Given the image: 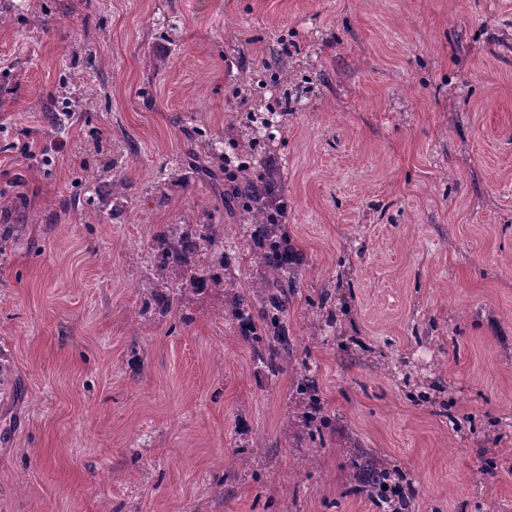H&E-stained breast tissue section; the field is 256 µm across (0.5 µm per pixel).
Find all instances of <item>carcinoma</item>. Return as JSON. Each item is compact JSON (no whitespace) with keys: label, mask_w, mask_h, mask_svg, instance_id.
<instances>
[{"label":"carcinoma","mask_w":512,"mask_h":512,"mask_svg":"<svg viewBox=\"0 0 512 512\" xmlns=\"http://www.w3.org/2000/svg\"><path fill=\"white\" fill-rule=\"evenodd\" d=\"M261 140L249 138L247 151L236 155L241 166L235 170L224 166L225 176L233 179L235 193L228 210L241 222L248 223L249 237L255 250L254 265L260 273L247 288L240 287L236 271L240 270V251L219 240L213 224H185L182 230H165L154 236V247L161 256L157 276L170 265L181 268L186 281L195 289L216 283L223 286L229 299L227 316L235 322L238 337L251 348L267 377L282 375L293 364V340L288 336V309L299 288L303 256L288 242L282 224V208L273 203L276 190L254 175L252 159L259 154ZM296 393L307 399L312 410L310 422L322 434L331 422L314 380L297 384ZM380 471L375 462H360L357 481L361 491L379 499H388Z\"/></svg>","instance_id":"cac0c4a2"}]
</instances>
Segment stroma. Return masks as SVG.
Masks as SVG:
<instances>
[{
	"label": "stroma",
	"instance_id": "1",
	"mask_svg": "<svg viewBox=\"0 0 512 512\" xmlns=\"http://www.w3.org/2000/svg\"><path fill=\"white\" fill-rule=\"evenodd\" d=\"M260 136L303 430L219 290L138 315ZM125 183L114 202L106 189ZM0 512H512V0H39L0 23ZM296 393L307 399V404L312 410L310 423H315V431L320 437L331 422V416L327 412L314 380L306 378L296 386ZM357 481L361 491L366 492L369 496H377L379 499L388 501L387 488H383L381 480L382 471H380L375 462L371 458H365L357 467Z\"/></svg>",
	"mask_w": 512,
	"mask_h": 512
}]
</instances>
